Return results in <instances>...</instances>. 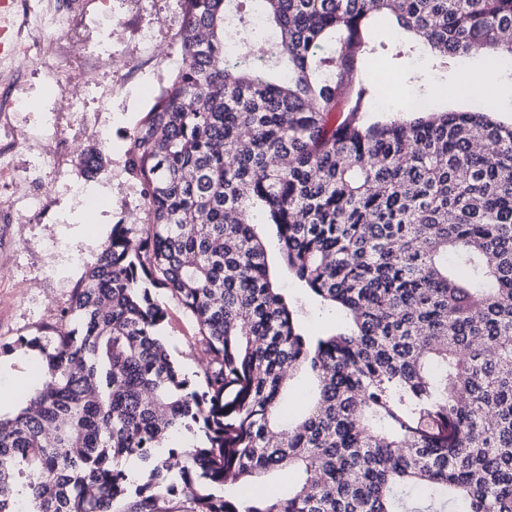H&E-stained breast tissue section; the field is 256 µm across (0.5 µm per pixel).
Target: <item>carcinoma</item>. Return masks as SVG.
Segmentation results:
<instances>
[{
  "instance_id": "cac0c4a2",
  "label": "carcinoma",
  "mask_w": 512,
  "mask_h": 512,
  "mask_svg": "<svg viewBox=\"0 0 512 512\" xmlns=\"http://www.w3.org/2000/svg\"><path fill=\"white\" fill-rule=\"evenodd\" d=\"M250 2L184 0L181 62L129 151L144 221L112 225L72 328L22 341L40 363L0 415V512H512V124L492 100L372 120L363 66L410 35L438 69L481 53L496 74L512 0H259L258 69L224 58L261 33ZM260 224L347 328L304 332ZM155 288L196 320L191 377ZM283 469L280 496L226 492ZM308 389L309 382L305 377L298 376L290 382L288 398L284 403V409L288 415H297L304 410Z\"/></svg>"
}]
</instances>
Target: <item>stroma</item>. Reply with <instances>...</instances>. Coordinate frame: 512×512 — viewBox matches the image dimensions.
Masks as SVG:
<instances>
[{"label": "stroma", "instance_id": "35a3bbf8", "mask_svg": "<svg viewBox=\"0 0 512 512\" xmlns=\"http://www.w3.org/2000/svg\"><path fill=\"white\" fill-rule=\"evenodd\" d=\"M81 25L86 54L80 65L92 72L91 84L75 86L84 101L83 111L66 119V132L73 135L74 153L99 151L102 167L95 188L102 199L95 212H87L70 187L77 181L76 166H38L47 147V118L59 108L61 98L41 68L14 79L7 57L0 56V85L11 86L17 98L39 101L40 109L12 112L11 121L25 145L6 156L10 169L30 172L46 194L42 213L28 223L10 219L2 203L15 189L7 171L0 170V412L10 413L16 394L31 386L32 352L26 340L54 335L63 327V313L87 267L93 265L107 244L116 224H138L144 217L142 186L128 167L132 134L141 125L169 74L180 60L177 46L180 0H82ZM111 22L120 34L117 45L100 41V26ZM480 56L462 62L459 74L441 75L432 70L427 57L406 56L395 66L402 84L414 88L444 86L440 106L455 110L479 107L483 98L496 101L499 121L512 122V81L493 78L469 97L458 95L460 73L483 71ZM106 124L112 130L108 142L92 131ZM283 287L296 297L302 309L299 319L311 333L336 329L340 314L320 309L291 279ZM157 299L166 309L160 334L173 359L188 374H195L206 361L195 342L197 325L169 292L160 289Z\"/></svg>", "mask_w": 512, "mask_h": 512}]
</instances>
